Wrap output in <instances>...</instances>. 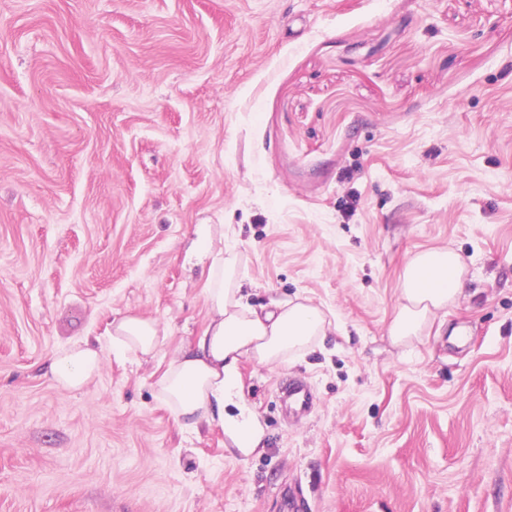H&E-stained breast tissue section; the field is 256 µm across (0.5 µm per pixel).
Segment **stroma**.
<instances>
[{"label":"stroma","instance_id":"obj_1","mask_svg":"<svg viewBox=\"0 0 512 512\" xmlns=\"http://www.w3.org/2000/svg\"><path fill=\"white\" fill-rule=\"evenodd\" d=\"M315 351L242 359L259 442L158 394L206 326L199 234ZM466 265L393 346L403 268ZM157 321L152 357L113 320ZM90 341L99 371L50 363ZM309 414L283 417L280 379ZM512 512V0H0V512ZM112 348L135 357L154 356L167 340L158 323L138 316H126L112 323ZM101 357L100 349L83 341L59 352L50 369L64 388L76 389L98 371ZM280 389L287 394L289 405L293 406L297 412H306L312 404L311 393L299 380H282Z\"/></svg>","mask_w":512,"mask_h":512}]
</instances>
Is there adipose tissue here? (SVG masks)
<instances>
[{"mask_svg":"<svg viewBox=\"0 0 512 512\" xmlns=\"http://www.w3.org/2000/svg\"><path fill=\"white\" fill-rule=\"evenodd\" d=\"M235 270L234 256L220 255L212 262L205 282L211 320L195 343L170 362L158 383L160 397L181 425H223L225 393L241 358L276 364L305 352L327 333L325 317L308 304L277 302L262 312L252 308ZM465 272L461 256L451 249L417 253L404 270L400 304L388 330L392 342L405 346L419 339L458 301ZM110 335L113 349L136 357L154 356L167 340L157 322L138 316L113 322ZM101 357V350L85 341L59 352L50 369L64 388L76 389L98 371Z\"/></svg>","mask_w":512,"mask_h":512,"instance_id":"1","label":"adipose tissue"}]
</instances>
